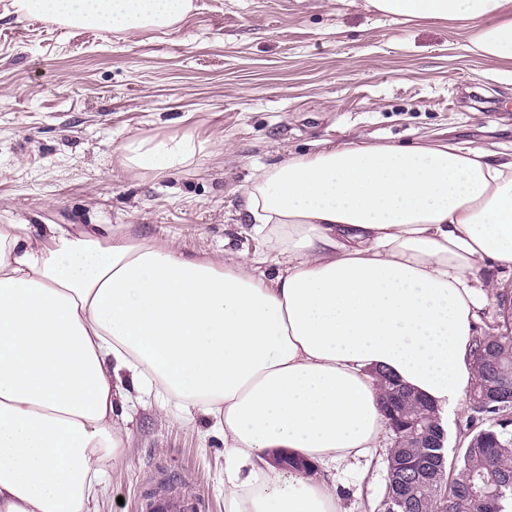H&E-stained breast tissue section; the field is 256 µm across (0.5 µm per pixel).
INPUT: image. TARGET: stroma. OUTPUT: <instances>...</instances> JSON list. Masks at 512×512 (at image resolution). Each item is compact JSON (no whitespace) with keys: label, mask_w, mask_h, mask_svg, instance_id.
Masks as SVG:
<instances>
[{"label":"stroma","mask_w":512,"mask_h":512,"mask_svg":"<svg viewBox=\"0 0 512 512\" xmlns=\"http://www.w3.org/2000/svg\"><path fill=\"white\" fill-rule=\"evenodd\" d=\"M0 0V225L122 227L188 254L261 258L243 202L262 168L324 145L453 141L512 159V76L468 51L457 23L404 22L366 0H193L169 30L122 34L30 20ZM192 136L158 172L132 151ZM94 512H137L171 487L224 510V439L155 402ZM384 449L337 474L343 512H383Z\"/></svg>","instance_id":"stroma-1"}]
</instances>
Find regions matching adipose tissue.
Returning a JSON list of instances; mask_svg holds the SVG:
<instances>
[{
  "label": "adipose tissue",
  "mask_w": 512,
  "mask_h": 512,
  "mask_svg": "<svg viewBox=\"0 0 512 512\" xmlns=\"http://www.w3.org/2000/svg\"><path fill=\"white\" fill-rule=\"evenodd\" d=\"M463 22L512 61V0H368ZM17 13L134 35L192 0H14ZM191 137L136 154L163 171ZM251 231L278 269L128 233L0 226V512H91L128 448L116 404L155 395L224 437L225 512H338L336 473L379 447L376 371L447 416L472 382L480 273L512 269V160L458 143L328 146L263 173ZM320 469L285 471L284 458Z\"/></svg>",
  "instance_id": "obj_1"
}]
</instances>
